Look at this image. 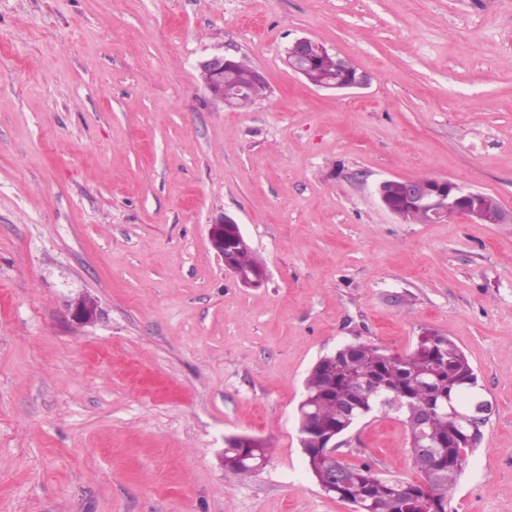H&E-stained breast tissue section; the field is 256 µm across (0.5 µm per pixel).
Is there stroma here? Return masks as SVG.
<instances>
[{
	"label": "stroma",
	"mask_w": 512,
	"mask_h": 512,
	"mask_svg": "<svg viewBox=\"0 0 512 512\" xmlns=\"http://www.w3.org/2000/svg\"><path fill=\"white\" fill-rule=\"evenodd\" d=\"M300 37L369 86L308 84ZM222 52L267 98L207 96L197 65ZM388 177L512 209V0H0V512H354L306 464L304 379L425 330L494 406L446 508L512 512V224L402 223ZM225 214L260 287L209 246ZM232 435L263 469L226 475ZM336 457L419 478L395 414Z\"/></svg>",
	"instance_id": "stroma-1"
}]
</instances>
